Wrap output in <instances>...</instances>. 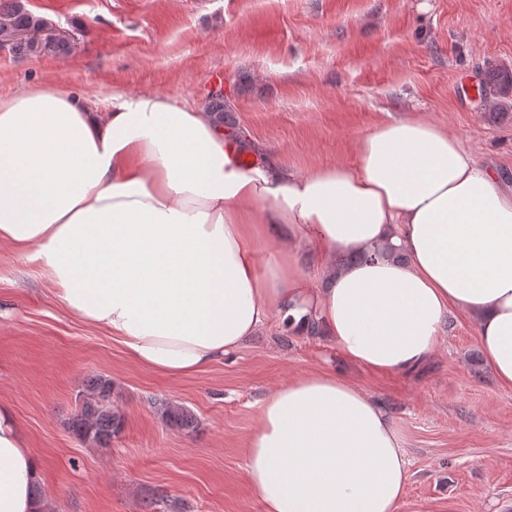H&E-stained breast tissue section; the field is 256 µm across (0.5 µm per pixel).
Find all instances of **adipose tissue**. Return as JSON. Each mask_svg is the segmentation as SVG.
<instances>
[{
	"mask_svg": "<svg viewBox=\"0 0 512 512\" xmlns=\"http://www.w3.org/2000/svg\"><path fill=\"white\" fill-rule=\"evenodd\" d=\"M300 240L327 287L294 271ZM1 243L41 268L67 312L163 375L208 370L274 319L293 332L319 320L353 363L410 373L458 308L512 387V191L423 118L377 125L354 164L291 173L266 156L242 164L214 114L174 96L115 93L100 112L26 86L0 99ZM39 466L0 405V512H48ZM244 472L264 512H400L409 480L384 410L321 372L262 402Z\"/></svg>",
	"mask_w": 512,
	"mask_h": 512,
	"instance_id": "adipose-tissue-1",
	"label": "adipose tissue"
}]
</instances>
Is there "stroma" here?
<instances>
[{
	"label": "stroma",
	"instance_id": "35a3bbf8",
	"mask_svg": "<svg viewBox=\"0 0 512 512\" xmlns=\"http://www.w3.org/2000/svg\"><path fill=\"white\" fill-rule=\"evenodd\" d=\"M71 37L66 54L0 47V98L32 85L89 95L175 94L203 108L215 80L246 139L289 172L355 161L358 141L426 118L512 186V120L477 93L487 66L512 68V0H20ZM318 371L352 381L398 427L409 480L400 512H512V389L484 362L475 320L455 310L417 373L352 364L329 336L266 324L195 376L132 363L105 329L68 314L39 266L0 244V404L43 460L50 512H263L244 480L261 402ZM112 381L123 428L89 446L69 424L85 383ZM182 405L194 431L158 402ZM158 409L172 427L180 430H189L194 427V419L184 407L172 402H162Z\"/></svg>",
	"mask_w": 512,
	"mask_h": 512
}]
</instances>
